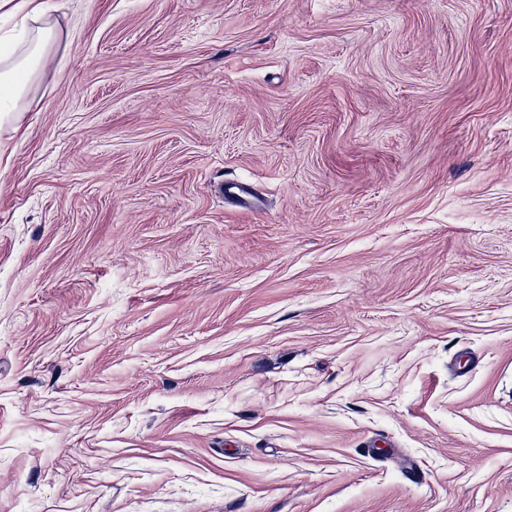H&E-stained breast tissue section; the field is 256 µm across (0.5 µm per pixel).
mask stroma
Returning a JSON list of instances; mask_svg holds the SVG:
<instances>
[{"instance_id":"1","label":"stroma","mask_w":512,"mask_h":512,"mask_svg":"<svg viewBox=\"0 0 512 512\" xmlns=\"http://www.w3.org/2000/svg\"><path fill=\"white\" fill-rule=\"evenodd\" d=\"M51 4L0 512H512V0Z\"/></svg>"}]
</instances>
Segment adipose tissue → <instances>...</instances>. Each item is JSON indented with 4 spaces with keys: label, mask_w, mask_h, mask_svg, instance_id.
<instances>
[{
    "label": "adipose tissue",
    "mask_w": 512,
    "mask_h": 512,
    "mask_svg": "<svg viewBox=\"0 0 512 512\" xmlns=\"http://www.w3.org/2000/svg\"><path fill=\"white\" fill-rule=\"evenodd\" d=\"M0 5L23 13L27 22L21 38L0 41L1 128L18 124L43 63L62 40L63 33L47 21V0H0Z\"/></svg>",
    "instance_id": "ef3b65f1"
}]
</instances>
